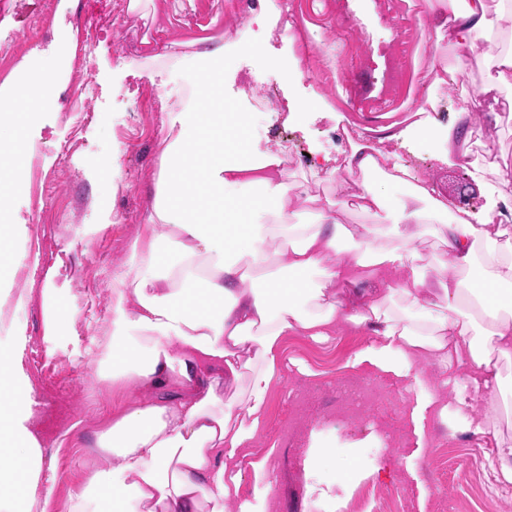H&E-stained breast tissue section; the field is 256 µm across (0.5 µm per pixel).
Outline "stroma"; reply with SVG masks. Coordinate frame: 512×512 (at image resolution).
I'll return each instance as SVG.
<instances>
[{
  "mask_svg": "<svg viewBox=\"0 0 512 512\" xmlns=\"http://www.w3.org/2000/svg\"><path fill=\"white\" fill-rule=\"evenodd\" d=\"M256 2L142 0L133 11L129 0H0V43L50 10L51 35L39 47L61 53L46 67L53 96L30 106V164L12 201L22 225L6 250L20 267L0 285V347L19 368L17 387L36 402L27 428L42 450L45 512H70L88 471L118 466L94 448L118 413L180 391L175 383L155 390L101 378L113 290L144 231L164 126L181 111L185 90L200 83L182 57L206 38L234 40ZM276 3L278 14L249 27L256 51L234 54L224 66V99L250 113L253 148L288 149L289 182L334 200L339 180L316 181L309 169L363 135L448 198L468 185V211L487 209L489 186L499 172L512 173V92L488 90L482 51L466 67L480 95L421 85L416 68L432 53H452L437 38L426 0H346L351 27L344 32L333 0ZM287 23L302 38L299 54L282 39ZM172 42L177 55L157 57L158 45ZM297 55L304 75L286 81L281 71ZM83 75L94 111L87 123L57 103ZM382 101L396 120H415L423 107L441 126L472 105L470 149L483 158L484 177L443 162L427 134L387 138ZM381 344L352 324L324 339L282 338L261 423L236 453L239 491L224 512L246 505L256 512H512V483L496 457L497 446H512V402L475 387L467 360L445 369L425 358L406 375L364 360ZM462 407L483 421V432L466 429ZM315 482L332 485L335 501L310 497Z\"/></svg>",
  "mask_w": 512,
  "mask_h": 512,
  "instance_id": "35a3bbf8",
  "label": "stroma"
}]
</instances>
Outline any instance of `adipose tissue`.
<instances>
[{
    "label": "adipose tissue",
    "instance_id": "ef3b65f1",
    "mask_svg": "<svg viewBox=\"0 0 512 512\" xmlns=\"http://www.w3.org/2000/svg\"><path fill=\"white\" fill-rule=\"evenodd\" d=\"M447 24L460 55L443 68V84L461 71L465 53L489 39L485 0H466ZM227 54V43L213 39L187 59L211 92L168 122L147 232L132 242L112 300L113 377L132 373L155 387L175 379L184 394L129 408L97 434L96 448L120 463L92 471L71 512H103L108 499L132 501L134 512H224L240 483L225 453L257 429L288 334L321 338L343 319L381 337L383 357L425 353L444 368L470 357L487 386L502 381L498 359L512 357V307L486 295L490 286L512 288V260L495 255L505 211L492 206L472 222L431 180L364 138L340 163L313 165V177L324 181L345 172L343 197L317 207L312 223L299 222L289 207L283 156L247 147V114L224 105ZM48 61L45 51L33 50L0 88V213L26 174L30 115L23 107L43 92L39 68ZM392 186L405 195L395 206L386 196ZM351 208L370 221L354 233L352 261H331L353 234L344 225ZM405 224L438 227L439 293L433 302L413 298V312L391 314L380 295L362 288V270L373 266L424 287ZM457 268L478 271L479 281L455 277ZM462 337L469 340L464 349ZM249 351L257 365L252 404L242 416L221 399L214 369L237 375ZM33 405L29 394L0 385V441L14 446L0 457V512H32L36 504L40 447L23 427Z\"/></svg>",
    "mask_w": 512,
    "mask_h": 512
}]
</instances>
